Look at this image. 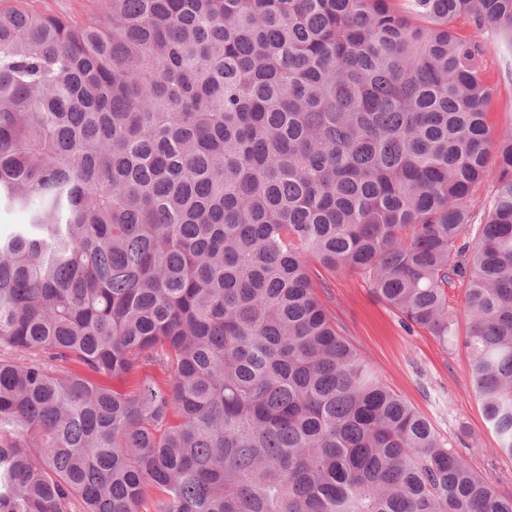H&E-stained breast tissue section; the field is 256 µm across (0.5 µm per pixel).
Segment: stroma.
Segmentation results:
<instances>
[{
    "label": "stroma",
    "instance_id": "stroma-1",
    "mask_svg": "<svg viewBox=\"0 0 512 512\" xmlns=\"http://www.w3.org/2000/svg\"><path fill=\"white\" fill-rule=\"evenodd\" d=\"M28 10L81 23L99 13L103 0H24ZM459 34L484 42L483 76L491 88L487 123L493 133L512 128V58H505L491 34L467 20ZM313 280L337 331L369 361L378 377L425 415L479 472L492 478L497 491L512 494V457L496 453V437L484 424L479 403L469 393L464 290L449 289L457 315L453 350H445L425 331L406 330L398 313L380 300L367 277L315 266Z\"/></svg>",
    "mask_w": 512,
    "mask_h": 512
}]
</instances>
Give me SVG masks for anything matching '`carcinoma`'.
<instances>
[{"label": "carcinoma", "mask_w": 512, "mask_h": 512, "mask_svg": "<svg viewBox=\"0 0 512 512\" xmlns=\"http://www.w3.org/2000/svg\"><path fill=\"white\" fill-rule=\"evenodd\" d=\"M401 2L0 10V212L27 217L0 231V512H512L310 275L367 274L445 348L465 285L512 457V129L453 31L512 52V0Z\"/></svg>", "instance_id": "obj_1"}]
</instances>
